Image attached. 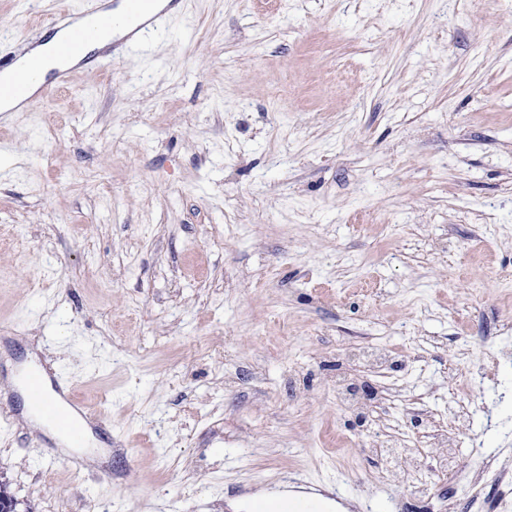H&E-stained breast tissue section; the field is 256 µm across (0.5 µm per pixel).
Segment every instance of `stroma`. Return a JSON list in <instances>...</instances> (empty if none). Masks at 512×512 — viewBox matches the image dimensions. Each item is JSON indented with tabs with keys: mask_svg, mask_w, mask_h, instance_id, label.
Masks as SVG:
<instances>
[{
	"mask_svg": "<svg viewBox=\"0 0 512 512\" xmlns=\"http://www.w3.org/2000/svg\"><path fill=\"white\" fill-rule=\"evenodd\" d=\"M57 7L0 0V66ZM0 231V384L112 423L77 471L0 394L20 512H512V0H183L0 111Z\"/></svg>",
	"mask_w": 512,
	"mask_h": 512,
	"instance_id": "stroma-1",
	"label": "stroma"
}]
</instances>
